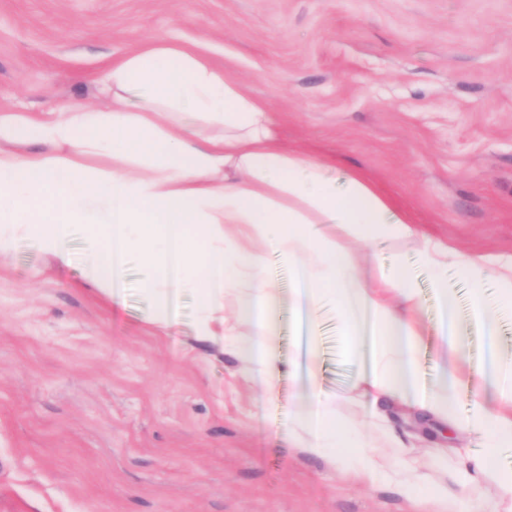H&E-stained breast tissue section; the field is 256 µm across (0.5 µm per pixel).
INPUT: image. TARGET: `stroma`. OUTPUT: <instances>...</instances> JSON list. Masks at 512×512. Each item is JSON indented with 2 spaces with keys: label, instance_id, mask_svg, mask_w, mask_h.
<instances>
[{
  "label": "stroma",
  "instance_id": "obj_1",
  "mask_svg": "<svg viewBox=\"0 0 512 512\" xmlns=\"http://www.w3.org/2000/svg\"><path fill=\"white\" fill-rule=\"evenodd\" d=\"M162 44L266 101L289 145L358 173L420 239L512 254V0H0V110H105L99 75ZM70 249L65 268L26 237L0 256V512H448L454 451L483 440L365 397L367 360L332 304L297 335L276 254L283 360L314 352L341 415H377L408 447L374 482L296 446V376L268 398L245 362L198 340L194 291L161 330L139 254L116 308L82 277V230ZM413 274L432 383L441 311L432 273ZM452 283L473 370L512 356V311L486 334L468 322L469 284Z\"/></svg>",
  "mask_w": 512,
  "mask_h": 512
}]
</instances>
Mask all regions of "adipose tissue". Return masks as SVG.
Masks as SVG:
<instances>
[{
	"label": "adipose tissue",
	"instance_id": "ef3b65f1",
	"mask_svg": "<svg viewBox=\"0 0 512 512\" xmlns=\"http://www.w3.org/2000/svg\"><path fill=\"white\" fill-rule=\"evenodd\" d=\"M104 81L112 87L104 112L75 109L39 119L0 111V255L23 235L69 265L68 242L75 226H83L92 256L85 278L116 300L125 255L139 251L149 322L171 327L177 291L191 288L202 305L196 334L208 341L224 322L225 305H232L236 321L250 329L234 351L272 394L281 359L271 318L277 292L265 261L276 253L296 270L293 295L307 315L330 300L345 335L369 337L370 366L359 375L365 396L398 400L458 435L488 439V452L458 458L459 498L476 501L479 476L494 473L500 501L512 502V473L498 474L496 457L497 449L512 446V357L499 359L492 374L473 372L461 335L449 334L445 368L426 386L421 299L410 269H389L347 243L419 241L416 261L435 272L441 307L454 302L448 267L471 283L470 323L479 329L496 310L512 308V254H463L439 240H419L412 222L370 185L351 175L337 187L326 165L280 136L267 103L178 47L132 54ZM29 141L42 151H15V144ZM101 151L112 154L111 169L80 164V156ZM193 232L205 242L198 253L187 245ZM243 275L250 284L241 291L236 284ZM489 279L497 287L492 303L483 290ZM307 372L294 414L302 448L334 455L343 473L367 477L405 455L403 440L386 428L364 447L332 451V431L345 419L336 396L318 388L315 361H308ZM465 395L470 408L463 413Z\"/></svg>",
	"mask_w": 512,
	"mask_h": 512
}]
</instances>
